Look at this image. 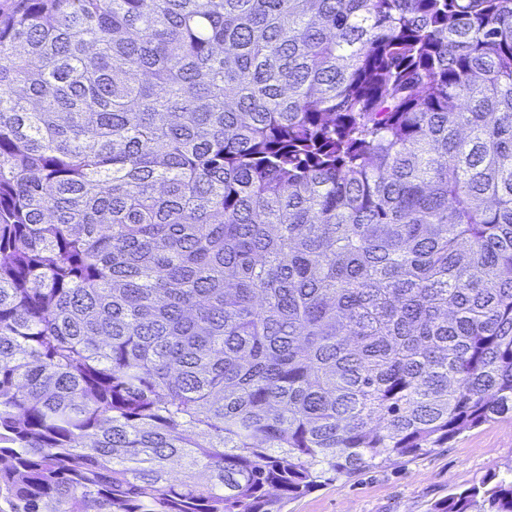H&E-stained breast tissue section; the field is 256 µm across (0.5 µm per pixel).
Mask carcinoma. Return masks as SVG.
<instances>
[{
  "label": "carcinoma",
  "mask_w": 512,
  "mask_h": 512,
  "mask_svg": "<svg viewBox=\"0 0 512 512\" xmlns=\"http://www.w3.org/2000/svg\"><path fill=\"white\" fill-rule=\"evenodd\" d=\"M505 417L512 0L0 15V512H280Z\"/></svg>",
  "instance_id": "obj_1"
}]
</instances>
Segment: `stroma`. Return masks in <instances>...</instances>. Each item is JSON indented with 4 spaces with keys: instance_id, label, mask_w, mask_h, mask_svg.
Instances as JSON below:
<instances>
[{
    "instance_id": "obj_1",
    "label": "stroma",
    "mask_w": 512,
    "mask_h": 512,
    "mask_svg": "<svg viewBox=\"0 0 512 512\" xmlns=\"http://www.w3.org/2000/svg\"><path fill=\"white\" fill-rule=\"evenodd\" d=\"M512 471V420L465 431L447 447L344 475L281 503V512H432L483 477Z\"/></svg>"
}]
</instances>
